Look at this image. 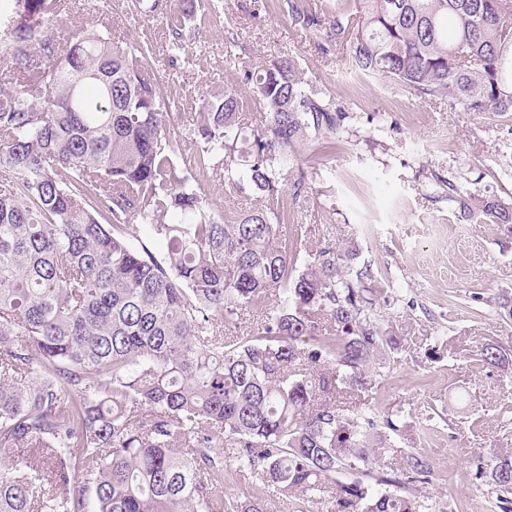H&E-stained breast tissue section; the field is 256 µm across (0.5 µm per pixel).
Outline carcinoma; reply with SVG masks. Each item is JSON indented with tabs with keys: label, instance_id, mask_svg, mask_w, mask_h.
<instances>
[{
	"label": "carcinoma",
	"instance_id": "cac0c4a2",
	"mask_svg": "<svg viewBox=\"0 0 512 512\" xmlns=\"http://www.w3.org/2000/svg\"><path fill=\"white\" fill-rule=\"evenodd\" d=\"M66 0H0V450L50 469L0 463V512H268L226 482L339 512H420L407 468L374 474L406 422L336 398L369 385L388 342L370 313L355 237L315 251L285 218L224 222L201 183L268 198L310 196L299 149L350 135L357 116L314 91L288 56L239 70L263 111L249 123L234 86L175 127L145 69L150 42L96 29L66 40ZM317 12L280 0L294 25L343 47L350 69L388 77L462 112H512V0H358ZM169 27L185 50L196 0ZM458 220L512 224V197L475 179L427 176ZM154 248L133 246L131 224ZM257 336H226L269 299ZM480 362L500 365L487 344ZM82 472L87 483L75 485ZM512 504V454L476 466Z\"/></svg>",
	"mask_w": 512,
	"mask_h": 512
}]
</instances>
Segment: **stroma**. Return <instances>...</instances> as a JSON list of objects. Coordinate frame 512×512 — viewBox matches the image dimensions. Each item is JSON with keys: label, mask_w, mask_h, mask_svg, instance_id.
Instances as JSON below:
<instances>
[{"label": "stroma", "mask_w": 512, "mask_h": 512, "mask_svg": "<svg viewBox=\"0 0 512 512\" xmlns=\"http://www.w3.org/2000/svg\"><path fill=\"white\" fill-rule=\"evenodd\" d=\"M166 2L165 11L145 15L132 11L131 0H70L56 28L152 39L148 69L185 117L236 83L237 72L224 65L229 48L255 68L296 56L314 90L357 113L355 136L331 153L315 144L300 149L299 163L313 175L310 198L271 200L220 181L203 191L228 222L256 210L284 214L303 225L313 250L324 239L358 235L353 264L370 265L389 284L390 305L374 312L394 339L393 350L374 362L376 385L358 397L408 422L398 451H383L382 469L403 467L410 453L429 464L430 480L414 489L422 512H499L495 486L474 473L477 464L512 451V313L498 306L502 296L512 297V230L458 221L426 173L476 178L488 193L512 196L505 171L512 163V112H452L386 78L344 80V54L322 52L318 38L294 27L274 0H219V18L188 30L187 60L174 69L168 24L181 4ZM488 343L501 347L505 364L477 362Z\"/></svg>", "instance_id": "1"}]
</instances>
